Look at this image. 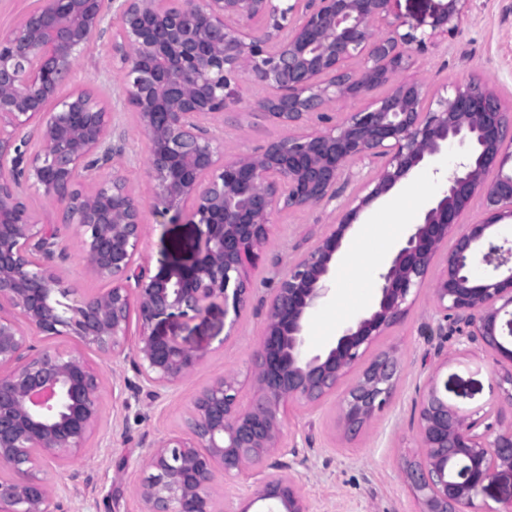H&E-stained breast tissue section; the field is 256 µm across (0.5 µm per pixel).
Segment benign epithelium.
<instances>
[{
  "mask_svg": "<svg viewBox=\"0 0 512 512\" xmlns=\"http://www.w3.org/2000/svg\"><path fill=\"white\" fill-rule=\"evenodd\" d=\"M390 2L37 0L0 35V468L9 472L0 478V512H61L50 468L86 455L105 391L84 349L121 356L137 316L136 392L161 398L205 352L154 322L201 315L218 298L239 315L251 293L248 267L259 260L276 213L336 199L348 165L366 159L381 164L363 192L274 289L251 404L241 406L231 375L200 391L184 429L148 457L150 473L137 489L142 512H249L266 501L277 512H312L282 460L298 454L285 440L288 408L321 403L357 368L340 399L345 433L357 434L383 412L401 378L396 350L363 359L428 283L439 335L454 329L503 360V371L501 401L481 414L450 403L434 375L419 389L420 452L402 468L415 512H512V496L495 507L476 503L485 483L512 472V247L494 241L496 228L512 222V113L473 78L456 80L448 97L420 79H399L434 38L459 29L471 0H441L430 32L420 34L401 31L406 23L390 19ZM107 22L116 24L112 58L123 72V95L150 143L154 210L170 223L202 226V247L187 270L137 271L141 209L123 175L99 179L116 157L111 113L85 91L56 99ZM244 75L269 91L259 108L290 132L260 153L226 161L223 139L206 125L223 127L224 114L241 102ZM383 86L362 109L330 116L337 101ZM32 125L39 139L30 150L21 133ZM455 142L468 151L380 274L376 306L330 349L309 353L306 319L328 293L346 231ZM83 182L94 189H80ZM32 187L61 206L63 228L77 229L90 270L108 288L86 294L64 285L50 264L61 236L32 220L25 202ZM475 202L484 218L470 223ZM479 260L495 262L497 274L476 278ZM32 331L75 346L37 349ZM247 468L262 478L233 510L213 486Z\"/></svg>",
  "mask_w": 512,
  "mask_h": 512,
  "instance_id": "1",
  "label": "benign epithelium"
}]
</instances>
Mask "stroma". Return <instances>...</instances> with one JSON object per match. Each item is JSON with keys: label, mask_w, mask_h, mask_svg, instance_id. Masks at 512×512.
Listing matches in <instances>:
<instances>
[{"label": "stroma", "mask_w": 512, "mask_h": 512, "mask_svg": "<svg viewBox=\"0 0 512 512\" xmlns=\"http://www.w3.org/2000/svg\"><path fill=\"white\" fill-rule=\"evenodd\" d=\"M412 77L425 79L431 91L446 94L456 79H478L492 86L503 104L512 107V0H472L457 34L416 56ZM84 90L104 102L112 114V150L122 159L127 178L143 215V233L135 259L147 273L159 264L175 269L193 266L202 244L198 225L162 223L153 213L155 181L148 167L149 142L136 112L122 93V75L112 62V31L103 29L91 50L80 57L59 96ZM241 105L224 121V157L233 159L264 150L288 130L266 118L257 106L264 91L249 80L240 82ZM463 152L451 145L416 170L405 185L400 213L404 226L418 221L439 193L442 180ZM375 163L349 165L337 184L335 200L302 210H282L265 242L261 258L249 272L251 295L240 314L225 311L216 301L206 314L157 320L167 334L203 348L204 359L174 390L153 401L133 395L138 324L124 354L110 359L87 352L90 364L116 396H104L102 425L88 459L54 468L51 477L65 484V512H141L137 486L147 474L152 448L181 428L192 399L217 377L237 375L243 382V401H250L249 384L271 301V290L292 263L307 253L330 229L374 174ZM62 254L53 265L65 285L89 293L103 283L88 268L75 230H67ZM389 261L380 256L369 277L346 268L330 277V291L309 314L305 329L310 352L332 346L342 331L369 312L377 302L379 275ZM439 321L432 290L423 287L408 314L374 345L375 351L397 348L401 379L391 405L354 436L345 434L338 414V395L317 406L298 405L286 423L287 442L299 454L291 464L312 512H413L414 503L404 482L403 460L417 449L413 424L418 390L430 375L448 385V400L463 410L487 409L497 396L499 365L478 345L457 333L441 338L433 333Z\"/></svg>", "instance_id": "obj_1"}]
</instances>
